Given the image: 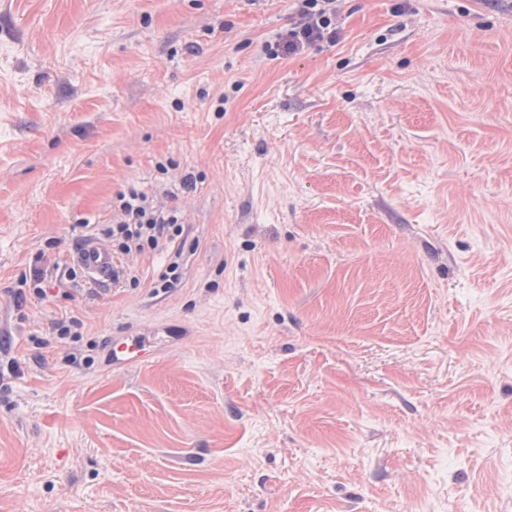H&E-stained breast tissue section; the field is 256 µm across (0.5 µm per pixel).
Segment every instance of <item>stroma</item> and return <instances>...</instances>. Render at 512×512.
Instances as JSON below:
<instances>
[{
	"label": "stroma",
	"mask_w": 512,
	"mask_h": 512,
	"mask_svg": "<svg viewBox=\"0 0 512 512\" xmlns=\"http://www.w3.org/2000/svg\"><path fill=\"white\" fill-rule=\"evenodd\" d=\"M294 11L0 0V512H512V0ZM133 185L182 282L89 291ZM297 19L288 27L285 46L288 52H296L309 47L325 37L336 39V2L338 0H297ZM151 350L145 348L142 340H131V343L123 341L112 347V361L114 364L127 365L141 363L148 360Z\"/></svg>",
	"instance_id": "1"
}]
</instances>
